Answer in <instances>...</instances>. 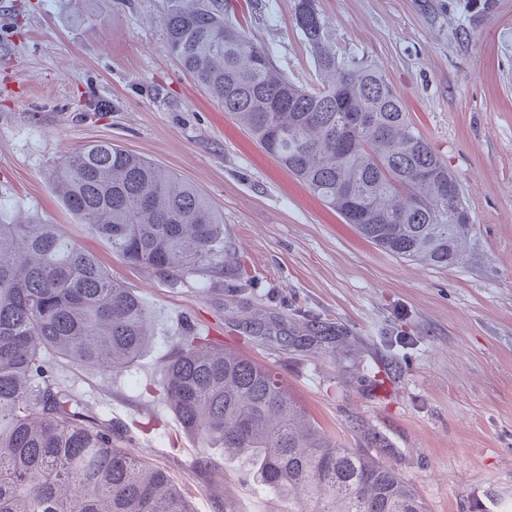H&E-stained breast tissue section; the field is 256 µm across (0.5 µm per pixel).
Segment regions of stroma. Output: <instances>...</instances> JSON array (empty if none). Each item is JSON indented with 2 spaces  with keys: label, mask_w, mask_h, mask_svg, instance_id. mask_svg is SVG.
<instances>
[{
  "label": "stroma",
  "mask_w": 512,
  "mask_h": 512,
  "mask_svg": "<svg viewBox=\"0 0 512 512\" xmlns=\"http://www.w3.org/2000/svg\"><path fill=\"white\" fill-rule=\"evenodd\" d=\"M169 0H0V220L28 214L95 252L154 336L109 375L52 356L56 386L163 468L195 512H302L186 434L162 371L193 329L278 374L427 512H512V0H319L337 52L375 63L456 175L474 220L438 269L379 251L269 157L163 49ZM300 82L294 0H238ZM108 139L196 186L224 217L223 271L133 268L75 223L51 168Z\"/></svg>",
  "instance_id": "obj_1"
}]
</instances>
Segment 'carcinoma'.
Segmentation results:
<instances>
[{
    "label": "carcinoma",
    "mask_w": 512,
    "mask_h": 512,
    "mask_svg": "<svg viewBox=\"0 0 512 512\" xmlns=\"http://www.w3.org/2000/svg\"><path fill=\"white\" fill-rule=\"evenodd\" d=\"M294 26L318 81L293 82L251 41L233 0H170L164 50L308 192L379 250L440 269L472 227L438 204L458 187L371 63L336 52L317 0ZM65 207L133 267L224 270V216L192 184L108 140L55 171ZM141 298L97 255L34 217L0 223V512H194L168 473L118 444L112 424L52 386L47 354L106 373L151 338ZM161 392L183 429L215 440L258 484L299 492L306 512H425L393 468L345 448L275 374L189 330Z\"/></svg>",
    "instance_id": "cac0c4a2"
}]
</instances>
